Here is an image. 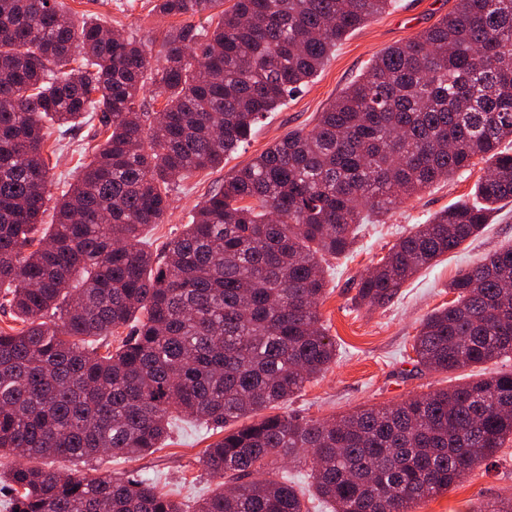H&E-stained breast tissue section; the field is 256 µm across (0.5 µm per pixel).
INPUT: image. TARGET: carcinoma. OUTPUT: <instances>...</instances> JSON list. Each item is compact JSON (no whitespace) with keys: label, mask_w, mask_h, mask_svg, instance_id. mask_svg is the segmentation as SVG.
Segmentation results:
<instances>
[{"label":"carcinoma","mask_w":512,"mask_h":512,"mask_svg":"<svg viewBox=\"0 0 512 512\" xmlns=\"http://www.w3.org/2000/svg\"><path fill=\"white\" fill-rule=\"evenodd\" d=\"M156 0L186 18L147 42L77 22L57 0H0V455L19 512H183L134 478L78 479L33 464L132 458L164 445L179 415L224 431L203 463L223 478L196 512H303L271 455L308 453L332 512H411L512 440V372L330 421L265 415L336 359L322 327L323 263L359 226L463 172L488 173L473 202L434 214L361 276L357 300L388 305L403 284L478 236L512 202V0H457L377 56L319 113L224 180L162 254L173 188L237 151L267 112L317 76L348 35L394 0H230L212 29L204 2ZM165 104L148 122L143 93ZM96 112L92 159L51 199L46 142ZM421 323L417 365L456 371L512 355V245L448 285ZM133 324L113 350L95 338ZM253 421L237 428L244 418ZM472 512H512V497Z\"/></svg>","instance_id":"cac0c4a2"}]
</instances>
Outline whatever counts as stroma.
Returning a JSON list of instances; mask_svg holds the SVG:
<instances>
[{
	"label": "stroma",
	"instance_id": "1",
	"mask_svg": "<svg viewBox=\"0 0 512 512\" xmlns=\"http://www.w3.org/2000/svg\"><path fill=\"white\" fill-rule=\"evenodd\" d=\"M155 0H63L75 18L86 16L140 40L161 39L176 25L153 9ZM397 6L370 19L337 46L312 84L288 98L284 106L265 115L248 141L225 157L223 165L195 174L172 192L171 206L163 223L149 227L145 240L152 250L179 235L190 223L197 204L221 186L225 178L249 163L288 132L311 129L318 112L342 89L359 78L369 62L388 47L400 45L451 12L456 0H396ZM94 132L85 125L67 135L50 160L52 196H59L90 156L82 149ZM487 169L475 160L468 171L434 184L420 194L403 199L384 223L363 225L349 256L328 259L326 293L319 305L321 322L335 340L337 355L329 368L306 383L287 403L276 406L278 414L325 421L369 406L398 404L436 388L480 377L485 370L512 371V357L490 367H470L455 372L423 371L412 357L413 338L421 320L445 306L453 295L448 285L463 269L475 266L486 255L512 244V204L492 217L474 240L438 258L420 270L385 308L358 305L355 297L362 274L387 254L398 239L436 212L460 201L471 200L477 180ZM224 433L187 416L178 421L162 448L138 458L112 455L100 461L43 460L44 468L77 477L141 476L159 491L194 512L197 502L218 487L220 480L202 465V457ZM512 496V441L500 448L489 467H477L441 494L419 500L412 512H471L478 501Z\"/></svg>",
	"mask_w": 512,
	"mask_h": 512
}]
</instances>
